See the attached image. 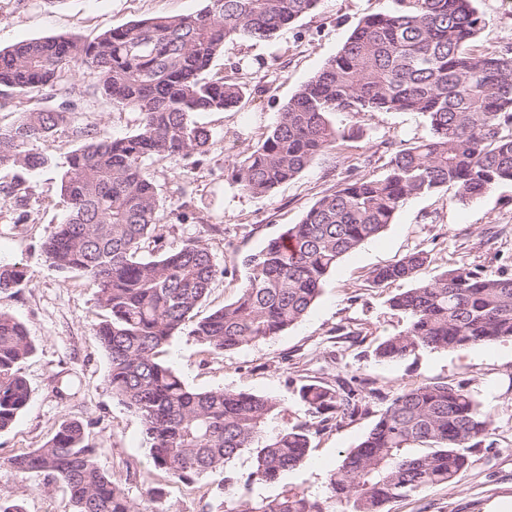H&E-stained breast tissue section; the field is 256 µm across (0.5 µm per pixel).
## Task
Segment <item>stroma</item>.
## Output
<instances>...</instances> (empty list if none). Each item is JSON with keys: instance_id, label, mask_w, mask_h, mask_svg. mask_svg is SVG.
I'll list each match as a JSON object with an SVG mask.
<instances>
[{"instance_id": "1", "label": "stroma", "mask_w": 512, "mask_h": 512, "mask_svg": "<svg viewBox=\"0 0 512 512\" xmlns=\"http://www.w3.org/2000/svg\"><path fill=\"white\" fill-rule=\"evenodd\" d=\"M204 0H0V49L33 39L77 36L91 39L131 21L200 10ZM393 0H319L317 8L283 29L272 41L243 40L227 46L213 64L215 72L237 76L248 93L239 108L198 115L213 137L204 155L178 162L150 160L146 172L155 183L163 226L160 243L146 244L142 255L207 243L220 270L208 297L197 309L204 317L238 292L235 270L241 258L298 223L325 192L353 171L379 177L390 159L381 143L413 141L429 134L426 118L415 112H338L332 117L341 137L296 179L267 196L243 192L231 179V163L248 146L264 139L276 115L296 89L334 57L367 15L393 8ZM485 26L471 43L480 54L512 45V0H478ZM76 118L114 136L132 133L137 115L102 99ZM79 145L61 129L36 144L49 160L36 175L0 166V186L23 182L25 207L0 193V264L24 267L28 280L13 293H0V309L26 327L35 351L22 365L31 395L14 426L0 432V457L41 447L66 419L87 424L98 448L97 463L120 481L133 501L147 488L161 487L162 512H202L201 496L213 483L202 477L187 487L156 470L143 443L140 419L113 396L106 384L108 359L94 334L101 311L93 288L79 272L61 273L43 250L45 236L63 221L67 203L60 192L62 166ZM190 200L187 221H178L173 204ZM417 250L432 262L420 273L430 278L457 266H480L512 274V185L463 203L453 188L412 197L382 235L344 256L327 277L304 320L279 336L215 354L192 337H175L163 358L196 390L243 391L276 399L280 412L272 426L308 421L298 397L302 380L334 381L365 374L389 392L421 381L460 383L480 402L491 421L487 443L471 451L469 465L454 483L424 488L389 502L384 512H494L512 505V340L459 351H423L398 363L375 361L372 351L385 337L404 331L408 321L389 307L405 281L374 285V269ZM69 375L76 395L63 403L54 392L57 375ZM376 420L367 414L340 427L313 434L305 462L278 481L254 484L249 498L273 499L284 489L324 497L330 475ZM0 498L21 500L25 512H71L67 491L48 484L43 474L0 476Z\"/></svg>"}]
</instances>
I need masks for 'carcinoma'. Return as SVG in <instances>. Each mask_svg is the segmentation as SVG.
Listing matches in <instances>:
<instances>
[{"mask_svg": "<svg viewBox=\"0 0 512 512\" xmlns=\"http://www.w3.org/2000/svg\"><path fill=\"white\" fill-rule=\"evenodd\" d=\"M361 19L336 55L280 109L264 140L234 162L242 191L265 196L335 148V112H417L430 134L392 153L382 177L360 175L324 193L278 238L243 257L235 299L197 318L218 273L207 245L183 246L144 259V243L162 239L150 159L201 154L211 133L194 116L237 108L246 87L211 73L224 48L243 38L269 41L314 10L318 0H205L188 15L156 16L107 30L91 41L48 37L0 50V91L44 93L33 108L15 102L19 119L0 128V165L35 173L47 159L35 143L61 127L81 144L66 158L63 223L43 243L61 272L80 271L105 316L95 335L109 361L107 385L141 420L153 466L184 485L219 473L213 497L225 512H328L324 501L287 490L272 500L244 499L240 488L277 480L306 459L313 433L340 426L366 398L385 408L343 457L327 499L348 512H384L392 499L453 482L468 466L466 449L491 435L480 403L461 384L430 381L382 393L354 376L300 386L311 422L268 428L279 409L270 397L189 388L164 363L174 336L187 332L222 353L277 336L302 321L339 260L377 238L404 202L445 186L461 202L512 183V47L473 54L465 45L485 26L478 0H394ZM93 71L98 83L78 90L72 75ZM64 92L77 103H54ZM135 112L134 133L112 137L80 126L74 112L97 96ZM430 264L418 251L370 273L376 285L412 280ZM28 278L0 265V293ZM406 330L373 349L380 362L424 350L458 351L512 338V277L484 268L448 269L389 299ZM35 346L23 323L0 310V431L27 407L21 364ZM244 450L255 467L231 468ZM80 420L63 421L41 447L0 460V474L43 473L69 492L72 512H161L132 501L96 462Z\"/></svg>", "mask_w": 512, "mask_h": 512, "instance_id": "1", "label": "carcinoma"}]
</instances>
